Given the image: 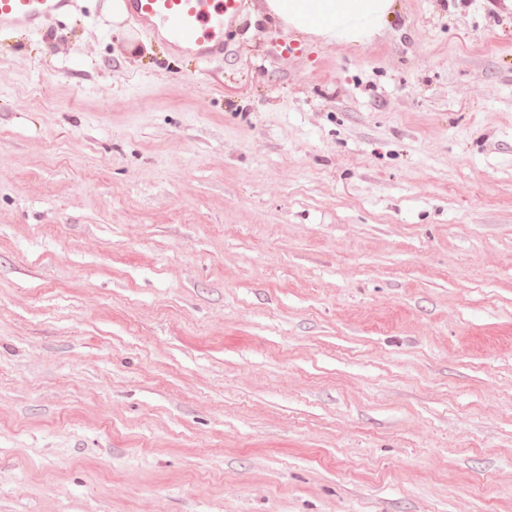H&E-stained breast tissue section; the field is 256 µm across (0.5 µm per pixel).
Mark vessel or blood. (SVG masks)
<instances>
[{
	"mask_svg": "<svg viewBox=\"0 0 512 512\" xmlns=\"http://www.w3.org/2000/svg\"><path fill=\"white\" fill-rule=\"evenodd\" d=\"M128 22L153 33L177 53L205 63L224 56V24L243 0H123ZM74 0H0V27L39 28L67 15Z\"/></svg>",
	"mask_w": 512,
	"mask_h": 512,
	"instance_id": "1",
	"label": "vessel or blood"
}]
</instances>
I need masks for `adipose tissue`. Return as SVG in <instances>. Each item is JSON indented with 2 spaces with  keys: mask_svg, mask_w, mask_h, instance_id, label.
<instances>
[{
  "mask_svg": "<svg viewBox=\"0 0 512 512\" xmlns=\"http://www.w3.org/2000/svg\"><path fill=\"white\" fill-rule=\"evenodd\" d=\"M395 0H264L263 13L288 30L337 44H359L379 34Z\"/></svg>",
  "mask_w": 512,
  "mask_h": 512,
  "instance_id": "1",
  "label": "adipose tissue"
}]
</instances>
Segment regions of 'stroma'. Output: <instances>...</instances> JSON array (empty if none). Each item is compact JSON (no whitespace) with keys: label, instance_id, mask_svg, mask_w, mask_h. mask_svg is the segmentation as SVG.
<instances>
[{"label":"stroma","instance_id":"35a3bbf8","mask_svg":"<svg viewBox=\"0 0 512 512\" xmlns=\"http://www.w3.org/2000/svg\"><path fill=\"white\" fill-rule=\"evenodd\" d=\"M396 2L0 30V512H512V0ZM128 22L165 41L176 53L205 63L224 57V23L243 0H123ZM263 14L289 31L329 43L359 44L393 17L395 0H263Z\"/></svg>","mask_w":512,"mask_h":512}]
</instances>
